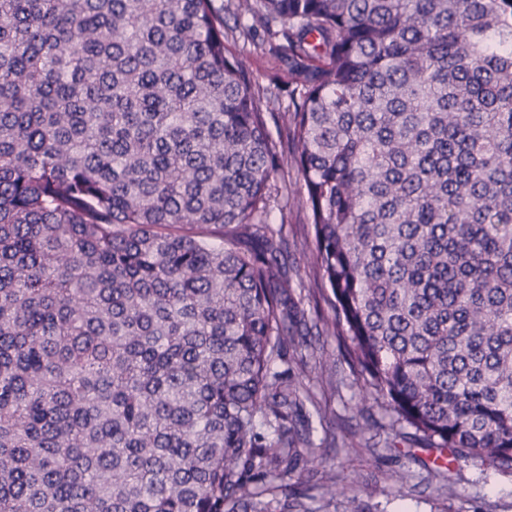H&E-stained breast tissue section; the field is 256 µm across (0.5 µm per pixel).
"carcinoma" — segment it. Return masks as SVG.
I'll return each mask as SVG.
<instances>
[{"instance_id":"cac0c4a2","label":"carcinoma","mask_w":512,"mask_h":512,"mask_svg":"<svg viewBox=\"0 0 512 512\" xmlns=\"http://www.w3.org/2000/svg\"><path fill=\"white\" fill-rule=\"evenodd\" d=\"M226 12L284 39L282 111ZM287 160L366 390L512 471V0H0V512H286L299 463L336 495Z\"/></svg>"}]
</instances>
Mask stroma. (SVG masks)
I'll list each match as a JSON object with an SVG mask.
<instances>
[{"instance_id": "stroma-1", "label": "stroma", "mask_w": 512, "mask_h": 512, "mask_svg": "<svg viewBox=\"0 0 512 512\" xmlns=\"http://www.w3.org/2000/svg\"><path fill=\"white\" fill-rule=\"evenodd\" d=\"M274 44L264 32L252 38L234 37L226 41L229 54L245 56L256 88L287 85L288 72L272 50ZM284 259L288 265L290 291L307 320L305 340L315 352L336 359L331 390H321L314 366L295 367L294 373L319 402L321 411L311 414V439L323 449L327 464L335 466L339 477L335 500L324 499L317 477L294 471L297 504L289 512H512V474L482 475L476 460H462L441 475L439 452L423 447L413 428L398 423L383 400L364 388L362 379L348 363L342 339L323 332V321L332 319L327 294L308 295L301 284L315 273V238L307 212L298 199H291L282 227ZM405 473L404 496L391 492L393 478ZM454 481L458 493L448 496L441 487ZM376 486L378 495H358L353 483Z\"/></svg>"}]
</instances>
